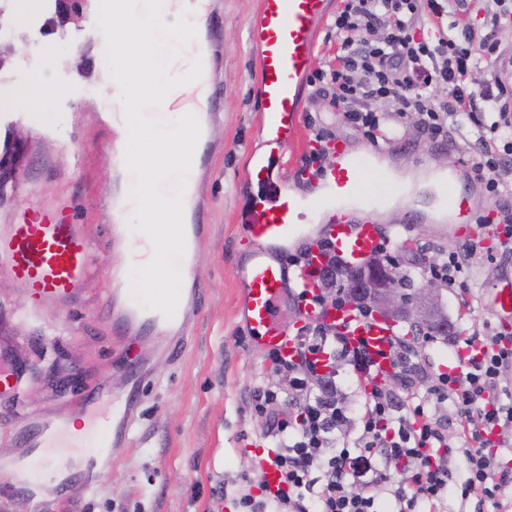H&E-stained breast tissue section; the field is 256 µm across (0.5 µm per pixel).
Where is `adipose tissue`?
I'll use <instances>...</instances> for the list:
<instances>
[{"instance_id": "adipose-tissue-1", "label": "adipose tissue", "mask_w": 512, "mask_h": 512, "mask_svg": "<svg viewBox=\"0 0 512 512\" xmlns=\"http://www.w3.org/2000/svg\"><path fill=\"white\" fill-rule=\"evenodd\" d=\"M204 6L205 0H101L112 28L104 106L120 115V159L128 174L120 223L177 228L197 190L185 156L190 125L207 111L210 94ZM75 58L53 54L52 66L18 88L13 104L51 115L62 94L52 67Z\"/></svg>"}]
</instances>
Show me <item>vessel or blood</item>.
I'll return each instance as SVG.
<instances>
[{
    "label": "vessel or blood",
    "instance_id": "obj_1",
    "mask_svg": "<svg viewBox=\"0 0 512 512\" xmlns=\"http://www.w3.org/2000/svg\"><path fill=\"white\" fill-rule=\"evenodd\" d=\"M324 4L325 0H261L254 43L259 61V110L268 149L252 157L238 185L240 195L248 202L241 221L254 246L241 270L245 321L254 343L288 359L297 355L296 341L272 315V305L283 293L285 269L269 259L263 247L288 241L301 232L297 218L302 203L297 195L282 191L280 159L301 125L300 83L311 70L312 32L324 14ZM328 147L333 162L322 176L321 194L311 199L309 206L324 215V237L355 257L376 245L378 210L394 185L377 166L376 149L354 154L340 141L329 142ZM368 174L374 177L375 185L366 193L362 181ZM439 183L450 205L452 222L473 223L474 208L466 186L452 175L441 177ZM163 230L160 224L119 225L113 242L123 245L131 235L152 237ZM206 231L205 225L192 221L181 225L168 246L171 271H183ZM2 260L17 279L28 285L37 303L68 296L90 273L89 245L79 225L45 215L32 216L0 232ZM201 293L197 285L189 295L173 297L162 288L115 289L113 333L119 340L133 335L151 338L162 354L179 356ZM301 314L335 327L348 346L366 345L376 362L377 378H384L389 371L385 352L395 334L391 323L362 320L346 310L311 304L304 305ZM124 367L130 381L123 394L110 396L94 386L86 389L79 403V418L92 430L82 454L86 468H96L105 450L126 441L132 431L143 370L141 362L132 357L125 360ZM64 431L63 425L47 423L32 432L27 441L29 450L17 465L22 486L33 485L51 468L48 450Z\"/></svg>",
    "mask_w": 512,
    "mask_h": 512
}]
</instances>
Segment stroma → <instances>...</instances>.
Masks as SVG:
<instances>
[{
  "instance_id": "obj_1",
  "label": "stroma",
  "mask_w": 512,
  "mask_h": 512,
  "mask_svg": "<svg viewBox=\"0 0 512 512\" xmlns=\"http://www.w3.org/2000/svg\"><path fill=\"white\" fill-rule=\"evenodd\" d=\"M340 5L341 0L325 2L314 31L313 70L334 60L333 22ZM20 6V0H0V44L10 48L0 68V159L15 170L0 190V228L23 223L36 211H66L89 242L92 270L68 299L36 307L27 286L0 267V362L20 359L24 376L22 396L0 393V512H235L232 493L243 478L257 477L273 446L265 419L251 406L253 390L273 373L268 352L251 341L241 310L245 227L238 222L242 202L236 191L251 155L266 150L257 53L249 36L260 0L207 4V15L218 19L216 27L204 30L211 54L210 109L218 118L197 166L195 209L209 226L194 257L192 280L202 287L198 319L175 360L146 339L127 341L128 352L147 369L139 422L125 447L110 450L109 471L97 476L91 495L75 484L79 449L53 450L55 469L74 485L66 501L52 484L31 490L13 484L5 467L25 454L26 439L39 423L76 418V400L87 386L102 382L115 395L127 388L104 311L114 287L112 269L125 261L112 242L113 201L122 177L110 158L119 133L105 118L102 103L104 80L112 71V38L97 0H37L22 26L16 22ZM70 50L78 63L54 71L64 94L53 122L12 105V91L48 66L51 53ZM300 94L302 127L284 153L281 186L311 196L315 190L299 171L318 127H334L337 138L356 152L370 142L333 109L330 95L316 94L306 80ZM469 141L468 130L461 128L442 151L417 138L383 145L381 165L412 189L391 203L380 226L400 268L417 271V259L464 245V229L430 221L434 199L426 185L453 166L461 177H470ZM304 222L300 237L266 249L287 268L284 307L292 332L301 326L295 314L302 301L291 260L321 238L314 216ZM460 280V287L441 291L438 308L451 332L434 337L419 352L416 361L424 375L416 380L418 388H425V374L456 367L455 341L473 322L486 321L512 334V318L501 317L494 301L495 290L512 289V257L500 256L492 232L484 233ZM463 300L472 315L463 314Z\"/></svg>"
}]
</instances>
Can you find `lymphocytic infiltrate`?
Returning <instances> with one entry per match:
<instances>
[{"instance_id": "1", "label": "lymphocytic infiltrate", "mask_w": 512, "mask_h": 512, "mask_svg": "<svg viewBox=\"0 0 512 512\" xmlns=\"http://www.w3.org/2000/svg\"><path fill=\"white\" fill-rule=\"evenodd\" d=\"M492 3L488 31L478 38L466 20L467 0H342L334 63L310 80L334 85L333 106L374 143L414 128L443 147L449 121L465 118L485 192L511 197L512 78L505 71L512 60L502 56L495 34L512 23V0ZM423 16L429 34L420 38L415 27ZM485 65L487 79L476 88L465 85V77ZM330 339L342 336L319 323L299 337L297 358L271 354L279 381L258 389L253 407L268 418L275 441L268 460L281 484L259 498L241 487L239 512H377L383 493L393 498L395 512H447L452 497L458 512L487 504L512 512L506 497L512 473L495 454L512 446V336L473 329L462 339L471 355L457 373L435 377L426 397L414 385L417 345L393 341L388 357L400 370L403 392L375 385L361 409L358 436L342 445L337 435L351 419L334 375L319 361ZM293 397L300 400L294 417L286 411ZM433 399L455 408L454 426L435 418ZM390 464L411 471L410 486L391 483Z\"/></svg>"}]
</instances>
